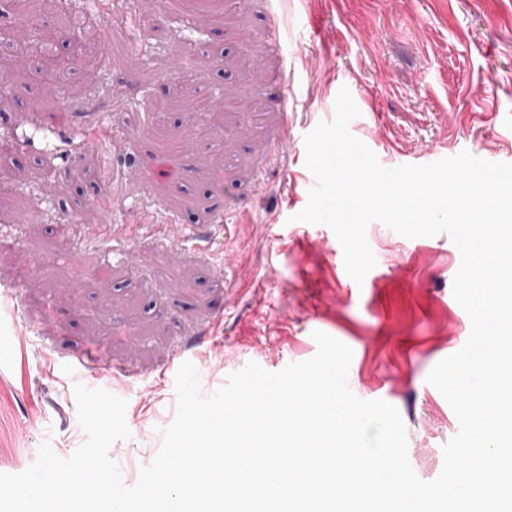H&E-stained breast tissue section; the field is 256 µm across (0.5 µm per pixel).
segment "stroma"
I'll return each mask as SVG.
<instances>
[{
    "label": "stroma",
    "mask_w": 512,
    "mask_h": 512,
    "mask_svg": "<svg viewBox=\"0 0 512 512\" xmlns=\"http://www.w3.org/2000/svg\"><path fill=\"white\" fill-rule=\"evenodd\" d=\"M106 2L48 6L44 27L65 10L101 35ZM128 7L135 25L96 70L70 73L62 105L24 78L0 80V433L18 449L0 473L26 470L42 444L62 458L83 444L82 383L127 402L131 436L110 456L133 486L176 417V357L208 396L248 362L277 372L310 359L322 331L353 351L351 391L398 409L409 462L433 481L458 421L426 378L471 331L452 293L460 253L447 234L408 239L375 221L377 264L348 279L333 231L293 219L314 184L304 138L345 87L360 111L350 131L383 166L464 150L512 163V0ZM205 115L220 136L198 134ZM106 125L135 147L108 180L103 150L84 140ZM164 145L186 180L158 177ZM218 156L217 199L205 187Z\"/></svg>",
    "instance_id": "obj_1"
}]
</instances>
